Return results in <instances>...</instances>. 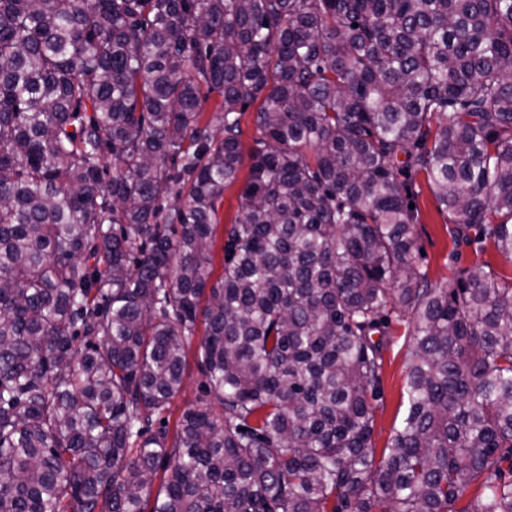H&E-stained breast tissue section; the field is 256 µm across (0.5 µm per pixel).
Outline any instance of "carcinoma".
<instances>
[{
    "mask_svg": "<svg viewBox=\"0 0 512 512\" xmlns=\"http://www.w3.org/2000/svg\"><path fill=\"white\" fill-rule=\"evenodd\" d=\"M419 173L512 259V0H0V512H512V280L414 267ZM258 108L259 103L250 105L244 112H241L242 114L239 118L242 130L241 140L244 159L238 180L224 189V198L219 203L218 216L221 228L223 224H231L239 214V195L249 172V152L254 145L255 139L259 137L256 123ZM408 324L393 321L388 329L383 349L384 371L381 394L374 405L373 440L380 455L395 426H398L406 409L405 377L410 336ZM204 334L203 325L198 326L196 335L191 340V347L187 349L188 352V377L186 378L184 388L181 393L174 399L170 406L169 412L163 413L162 420H166V423H162L167 426L170 435L172 436L176 428L177 422L181 417L184 410L194 406L200 398L203 397V379L197 373V369L194 363V352L200 345L202 336Z\"/></svg>",
    "mask_w": 512,
    "mask_h": 512,
    "instance_id": "1",
    "label": "carcinoma"
}]
</instances>
